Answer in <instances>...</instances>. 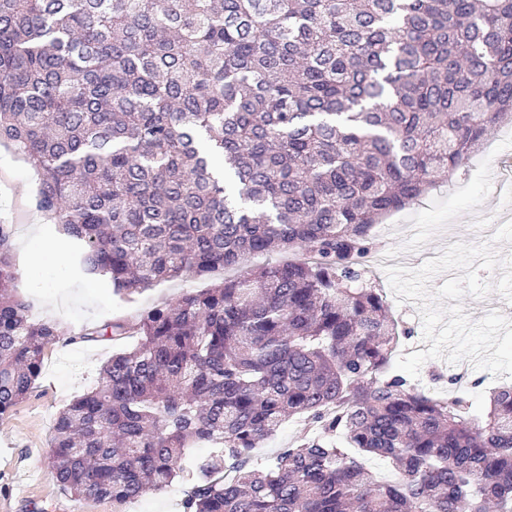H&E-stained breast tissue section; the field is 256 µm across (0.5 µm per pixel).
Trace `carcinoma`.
Masks as SVG:
<instances>
[{"label":"carcinoma","mask_w":512,"mask_h":512,"mask_svg":"<svg viewBox=\"0 0 512 512\" xmlns=\"http://www.w3.org/2000/svg\"><path fill=\"white\" fill-rule=\"evenodd\" d=\"M506 119L512 0H0V144L83 272L132 295L308 254L76 339L17 293L0 223V418L48 346L135 336L54 420L47 464L77 501L184 479L182 512H512V386L480 413L412 387L361 269L375 225ZM293 417L323 433L254 464ZM303 257H304V254L301 251H296V252L280 251V252L273 253L270 256L257 255V256L248 258L239 267H236L234 269L225 270L224 276H234V275L240 274V272H243L250 268L262 266V265L266 264L268 261L288 263V261L299 260V259H302Z\"/></svg>","instance_id":"carcinoma-1"}]
</instances>
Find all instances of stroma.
Listing matches in <instances>:
<instances>
[{"instance_id": "35a3bbf8", "label": "stroma", "mask_w": 512, "mask_h": 512, "mask_svg": "<svg viewBox=\"0 0 512 512\" xmlns=\"http://www.w3.org/2000/svg\"><path fill=\"white\" fill-rule=\"evenodd\" d=\"M507 132V126L493 127L479 152L452 178H437L432 188L377 227L365 268L409 331L402 342L403 354L429 348L420 305L398 302L376 259L384 253L406 254L409 268L416 269L439 257L450 244L488 241L486 225L512 220V169L506 165L512 160V139ZM36 187L35 171L11 147L0 145V222L14 227V260L22 273L17 290L29 299L34 314L56 319L75 340L46 350L32 394L0 419V512H115L108 500L82 504L71 498L46 464L57 413L97 386L99 368L116 348L111 341L83 342L79 336L113 320L135 321L183 289L205 288L210 281L187 278L162 282L129 297L115 293L105 277L81 272L74 242L59 231L54 219L40 216L34 208ZM58 244L63 247L61 256H43V249ZM506 380V375H492L468 360L452 364L435 358L422 365L416 382L445 396L466 389L482 408L490 390Z\"/></svg>"}]
</instances>
